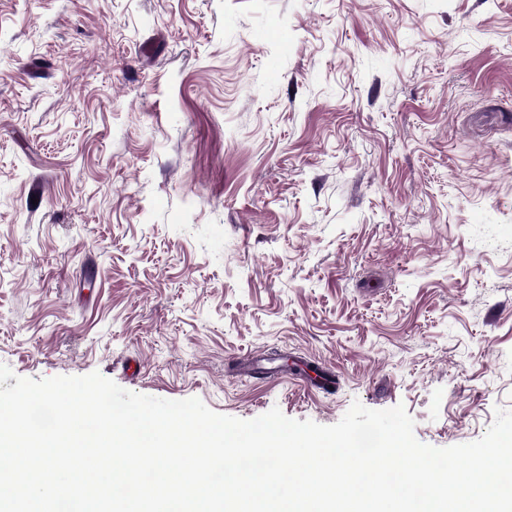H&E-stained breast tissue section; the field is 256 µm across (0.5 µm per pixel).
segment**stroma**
Instances as JSON below:
<instances>
[{
    "mask_svg": "<svg viewBox=\"0 0 512 512\" xmlns=\"http://www.w3.org/2000/svg\"><path fill=\"white\" fill-rule=\"evenodd\" d=\"M257 349L335 392L233 376ZM0 364L481 438L512 409V0H0Z\"/></svg>",
    "mask_w": 512,
    "mask_h": 512,
    "instance_id": "stroma-1",
    "label": "stroma"
}]
</instances>
